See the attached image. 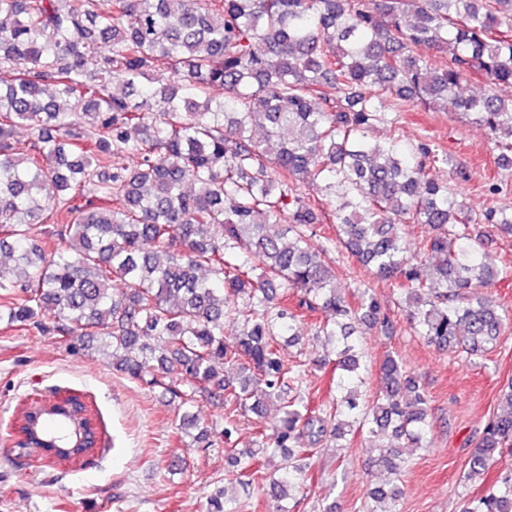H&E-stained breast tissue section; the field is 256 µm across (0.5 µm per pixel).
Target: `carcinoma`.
Here are the masks:
<instances>
[{
    "mask_svg": "<svg viewBox=\"0 0 512 512\" xmlns=\"http://www.w3.org/2000/svg\"><path fill=\"white\" fill-rule=\"evenodd\" d=\"M0 17V321L64 337L74 354L101 338L125 377L183 407L216 405L226 440L275 402L280 417L258 424L254 448L226 449L238 483L269 487L272 512H288L317 447L356 425L399 473L400 440L426 447L428 393L388 355L379 391L360 403L354 336L388 319L369 290L350 299L336 288L310 245L323 210L298 188L322 183L337 242L404 296L418 335L470 355L496 347L508 309L479 289L512 270L474 230L512 236V210L466 209L436 175L445 158L430 138L415 160L369 132L388 98L450 102L512 170V99L495 93L512 85V0H0ZM433 53L445 59L433 65ZM160 69L167 76L154 77ZM474 76L484 93L459 95ZM31 224L64 246L34 239ZM408 224L432 234L413 243ZM317 314L315 334L332 347L319 367L338 374L336 399L315 409L301 396L305 363L285 360L280 339ZM501 402L467 481L512 455V380ZM196 428L206 439L183 411L181 432ZM42 437L58 455L93 452L65 416L47 418ZM369 496L397 512L399 491ZM206 512L239 507L211 495ZM461 512H512V473Z\"/></svg>",
    "mask_w": 512,
    "mask_h": 512,
    "instance_id": "carcinoma-1",
    "label": "carcinoma"
}]
</instances>
